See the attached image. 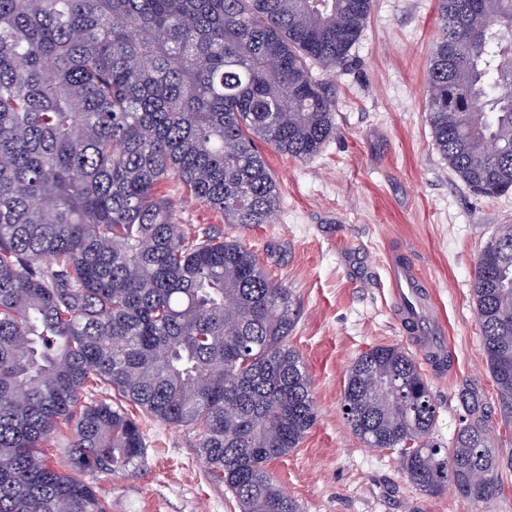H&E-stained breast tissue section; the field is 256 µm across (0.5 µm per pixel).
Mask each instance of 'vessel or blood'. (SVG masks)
Wrapping results in <instances>:
<instances>
[{
	"label": "vessel or blood",
	"mask_w": 512,
	"mask_h": 512,
	"mask_svg": "<svg viewBox=\"0 0 512 512\" xmlns=\"http://www.w3.org/2000/svg\"><path fill=\"white\" fill-rule=\"evenodd\" d=\"M388 273L392 304L404 330L413 337L416 349L432 369L450 372L442 336L444 321L423 291L417 268L401 253L394 252L388 257Z\"/></svg>",
	"instance_id": "1"
}]
</instances>
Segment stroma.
<instances>
[{
    "instance_id": "35a3bbf8",
    "label": "stroma",
    "mask_w": 512,
    "mask_h": 512,
    "mask_svg": "<svg viewBox=\"0 0 512 512\" xmlns=\"http://www.w3.org/2000/svg\"><path fill=\"white\" fill-rule=\"evenodd\" d=\"M438 34L437 0H373L345 64L312 74L336 101L337 133L309 160L263 148L280 205L272 223H225L163 190L179 221L242 240L269 275L291 289L298 319L288 342L311 379L316 421L298 448L270 469L301 512H472L455 493L425 496L405 477L398 451L367 447L341 411L346 371L369 348L414 352L390 307L385 252H406L446 321L456 367H424L437 417L434 437L452 441L465 415L489 443L512 455V424L499 412L479 337L472 285L479 251L498 225L512 224V193L475 194L450 171L427 121L428 59ZM146 455L135 473L83 478L107 512H240L215 481L187 427L142 422Z\"/></svg>"
}]
</instances>
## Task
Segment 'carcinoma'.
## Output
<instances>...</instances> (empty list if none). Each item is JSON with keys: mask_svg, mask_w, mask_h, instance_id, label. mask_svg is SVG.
I'll list each match as a JSON object with an SVG mask.
<instances>
[{"mask_svg": "<svg viewBox=\"0 0 512 512\" xmlns=\"http://www.w3.org/2000/svg\"><path fill=\"white\" fill-rule=\"evenodd\" d=\"M372 0H0V512H106L78 474L133 472L139 419L190 426L242 512H299L268 464L316 419L288 344L298 312L243 242L194 239L161 193L177 181L227 224H267L280 193L257 143L295 159L335 134L308 63L346 61ZM427 72L434 144L474 192L512 190V0H437ZM499 147L491 152L488 145ZM477 323L512 419V224L481 249ZM119 402L83 405L89 383ZM343 415L401 451L428 496L479 505L503 458L466 422L445 446L415 359L358 355ZM75 423L61 466L44 448Z\"/></svg>", "mask_w": 512, "mask_h": 512, "instance_id": "obj_1", "label": "carcinoma"}]
</instances>
